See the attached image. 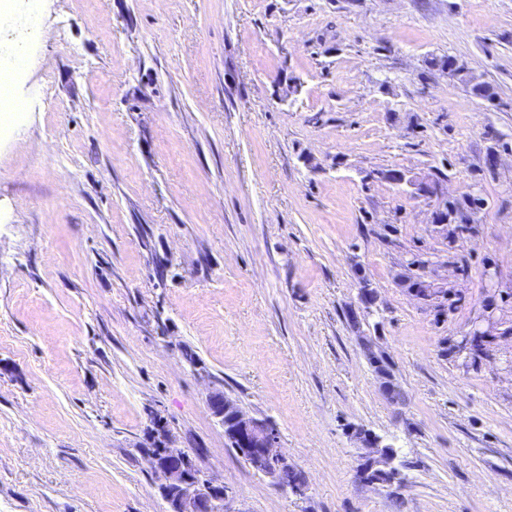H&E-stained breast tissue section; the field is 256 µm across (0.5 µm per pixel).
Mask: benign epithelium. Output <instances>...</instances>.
Listing matches in <instances>:
<instances>
[{"instance_id":"benign-epithelium-1","label":"benign epithelium","mask_w":512,"mask_h":512,"mask_svg":"<svg viewBox=\"0 0 512 512\" xmlns=\"http://www.w3.org/2000/svg\"><path fill=\"white\" fill-rule=\"evenodd\" d=\"M390 181L394 184H406L414 189L415 194L434 198L442 205L448 196L443 188H431V177L423 175L410 177L405 172H392ZM406 267L412 271L409 281L415 286L408 293L423 303L446 310L448 299V275L441 273L447 266L418 262L413 257L405 260ZM501 317L490 311L484 317V325L477 326L469 332L452 340L455 352L470 359L478 354L485 356L487 350L497 346L501 328ZM230 423L238 441L236 451L259 474L269 478L280 490L295 497L306 495L308 484H288L280 480V471L291 466L287 457L279 448V433L274 424L266 419L247 415L241 408H231ZM166 446V458L151 461V468L158 476L159 493L167 505L166 512H228V489L224 481L206 475L199 466L189 468L186 451L174 447V440L169 430L156 434ZM360 450V469L383 466L388 467L396 459L397 452L391 445L384 443L381 437L369 431L353 437Z\"/></svg>"}]
</instances>
